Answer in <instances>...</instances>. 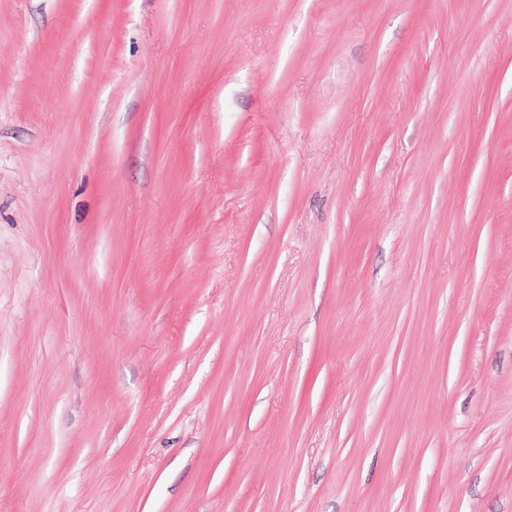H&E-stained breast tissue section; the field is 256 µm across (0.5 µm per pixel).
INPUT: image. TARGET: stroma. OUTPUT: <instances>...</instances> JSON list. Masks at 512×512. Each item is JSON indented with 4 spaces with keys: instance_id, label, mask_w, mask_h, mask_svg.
Listing matches in <instances>:
<instances>
[{
    "instance_id": "obj_1",
    "label": "stroma",
    "mask_w": 512,
    "mask_h": 512,
    "mask_svg": "<svg viewBox=\"0 0 512 512\" xmlns=\"http://www.w3.org/2000/svg\"><path fill=\"white\" fill-rule=\"evenodd\" d=\"M0 512H512V0H0Z\"/></svg>"
}]
</instances>
